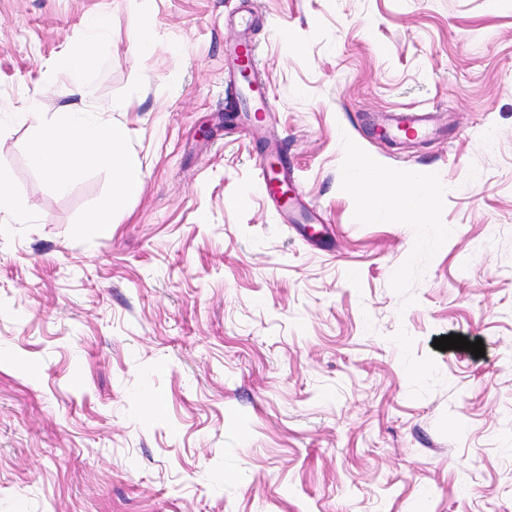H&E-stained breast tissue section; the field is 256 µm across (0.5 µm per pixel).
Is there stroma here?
I'll return each instance as SVG.
<instances>
[{"label": "stroma", "instance_id": "35a3bbf8", "mask_svg": "<svg viewBox=\"0 0 512 512\" xmlns=\"http://www.w3.org/2000/svg\"><path fill=\"white\" fill-rule=\"evenodd\" d=\"M102 15L87 106L143 189L83 243L108 177L49 190L25 112L71 106L52 67ZM244 36L260 123L226 117ZM414 106L430 135L380 136ZM366 168L435 194L396 223ZM0 172V512H512V0H0ZM243 63L248 64L252 73V84L249 93L253 102V112H269L270 100L267 95L260 70L257 67L258 61L255 49L252 48L247 40L240 42L234 49V71L230 75L229 83L233 82V78L238 68ZM258 178L264 193H268L273 205L278 211L288 213L289 208L295 204L294 197L288 198V203L282 202L280 188L288 189V162L279 161L277 170L270 168V163L262 158L256 161ZM2 208L11 209L17 221L24 219L26 216V211L17 203L10 177L0 173V210Z\"/></svg>", "mask_w": 512, "mask_h": 512}]
</instances>
